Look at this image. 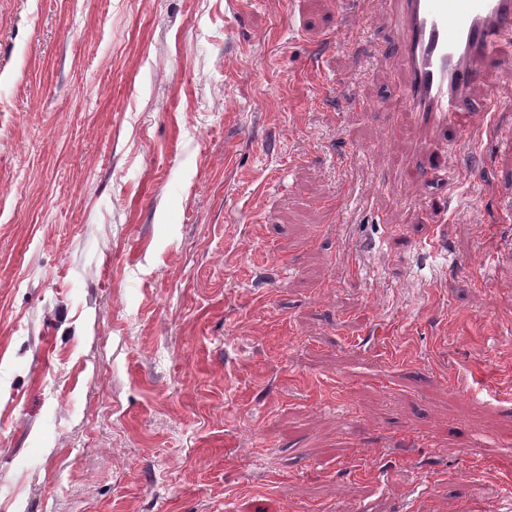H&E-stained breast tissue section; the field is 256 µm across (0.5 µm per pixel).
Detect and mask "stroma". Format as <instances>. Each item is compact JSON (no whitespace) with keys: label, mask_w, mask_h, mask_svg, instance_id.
Returning a JSON list of instances; mask_svg holds the SVG:
<instances>
[{"label":"stroma","mask_w":512,"mask_h":512,"mask_svg":"<svg viewBox=\"0 0 512 512\" xmlns=\"http://www.w3.org/2000/svg\"><path fill=\"white\" fill-rule=\"evenodd\" d=\"M390 52L382 0H0V512H497L512 73L407 177Z\"/></svg>","instance_id":"1"}]
</instances>
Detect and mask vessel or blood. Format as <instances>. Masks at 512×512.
<instances>
[{"label": "vessel or blood", "instance_id": "obj_1", "mask_svg": "<svg viewBox=\"0 0 512 512\" xmlns=\"http://www.w3.org/2000/svg\"><path fill=\"white\" fill-rule=\"evenodd\" d=\"M392 66L417 126L461 135L484 115L475 93L512 41V0H386Z\"/></svg>", "mask_w": 512, "mask_h": 512}]
</instances>
